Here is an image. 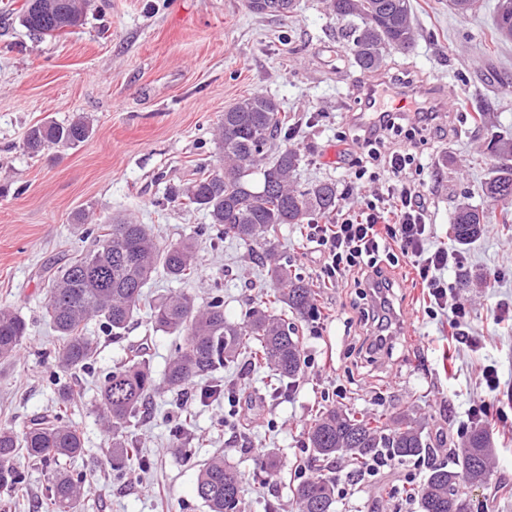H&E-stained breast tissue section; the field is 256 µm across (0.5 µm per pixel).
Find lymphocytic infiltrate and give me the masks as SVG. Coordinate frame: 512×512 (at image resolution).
I'll use <instances>...</instances> for the list:
<instances>
[{
	"label": "lymphocytic infiltrate",
	"mask_w": 512,
	"mask_h": 512,
	"mask_svg": "<svg viewBox=\"0 0 512 512\" xmlns=\"http://www.w3.org/2000/svg\"><path fill=\"white\" fill-rule=\"evenodd\" d=\"M436 112L427 111L407 102L381 108L374 121L364 131L361 145L365 148L381 143L386 134L406 123H435ZM424 165L413 145L390 152L384 162L383 173H370L358 168L351 183L361 180L380 181L381 192L366 199L357 211L340 213L335 223L310 224L306 237L314 243L323 257L321 272L331 283L342 281L350 274L357 275L372 295L389 297L394 286L381 265V254L398 247L415 271L422 286L428 291L431 309L449 310V323L459 326L466 318L464 308L448 307V269L460 266V255L447 249L428 246L431 224L428 207L418 184L411 179V171H423Z\"/></svg>",
	"instance_id": "lymphocytic-infiltrate-1"
}]
</instances>
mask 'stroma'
Wrapping results in <instances>:
<instances>
[{
    "mask_svg": "<svg viewBox=\"0 0 512 512\" xmlns=\"http://www.w3.org/2000/svg\"><path fill=\"white\" fill-rule=\"evenodd\" d=\"M24 2L0 0V307L17 310L28 324L19 354L0 361V427L16 430L56 405L49 374L59 341L44 313L50 270L90 244L84 225L72 221L75 213L95 224L133 219L164 245L195 236L193 278L178 283L157 276L145 287L146 298L183 292L203 305L219 288L225 317L240 322L269 286L266 267L233 239L197 235L206 214L167 200L192 172L220 165L213 129L225 109L252 93L273 97L300 129L293 141L304 157L298 183L334 181L338 210L359 208L373 188L368 182L348 192L347 173L361 164L371 171L380 166L367 151L338 152L339 136L362 134L361 87L368 76L321 0H296L294 11L281 16L252 14L246 0H96L83 26L42 39L18 21ZM410 3L418 36L410 52H388V82L439 84L462 97L440 113L438 126H403L380 151L409 140L427 162L420 180L431 244L465 257L463 269L448 276L449 303L468 313L460 332L452 333L446 314L428 315L415 273L403 264L390 271L391 302L403 322L398 339L391 354L367 361L361 346L372 332L363 322L369 295L351 282H322V262L301 225H283L275 235L278 255L320 286L318 318L298 324L305 356L298 382L272 396L266 370L240 359L215 378L237 389V407L156 393L150 418L136 429L143 461L118 476L102 453L99 379L144 338L155 373H162L174 338L151 333L143 312L120 339L88 323L99 350L91 372L78 378L71 416L85 451L66 463L86 476L80 512H208L196 496V476L216 454L242 474L244 512H295L289 486L294 462L305 453L304 431L335 405L369 416L411 411L442 461L461 448L459 428L470 407H487L496 453L491 480L472 491L471 505L512 512V232L503 230L501 205L481 192L491 169L482 159L489 135L512 138V42L490 41L497 0H481L467 16L450 10L448 0ZM478 112L484 125L472 121ZM78 115L91 126L84 142L38 156L25 151L30 127ZM463 201L483 208L488 222L479 239L461 248L450 217ZM487 365L498 370L497 390L485 383ZM185 407L189 443L178 453L169 446V430ZM270 452L281 459L272 474L261 466ZM15 465L25 471L26 485L15 495L0 493V512H47L44 470L24 456ZM426 474L416 461L389 463L361 496L339 499L337 512H404L407 489Z\"/></svg>",
    "mask_w": 512,
    "mask_h": 512,
    "instance_id": "1",
    "label": "stroma"
}]
</instances>
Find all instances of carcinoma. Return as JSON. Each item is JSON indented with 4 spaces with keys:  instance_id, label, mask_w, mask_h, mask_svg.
<instances>
[{
    "instance_id": "cac0c4a2",
    "label": "carcinoma",
    "mask_w": 512,
    "mask_h": 512,
    "mask_svg": "<svg viewBox=\"0 0 512 512\" xmlns=\"http://www.w3.org/2000/svg\"><path fill=\"white\" fill-rule=\"evenodd\" d=\"M336 19L347 23L346 36L356 66L365 73L380 70L390 50L405 51L416 41L410 0H325ZM90 0H27L19 23L31 34L53 37L83 24ZM495 39L512 41V0H498ZM90 125L81 116L68 123L48 122L32 127L25 148L33 154L85 141ZM295 124L269 95L253 93L224 111L216 128L223 150L222 167L197 173L177 195L180 204L205 212L209 226L244 244L266 263L273 303L306 318L315 312L317 292L275 256L274 238L284 224L328 221L336 211V183L319 181L305 187L293 177L303 162L300 151L287 144ZM487 151L500 158L482 185V194L504 208L512 207V141L490 138ZM484 211L460 203L451 217L454 240L467 245L483 231ZM92 246L57 267L49 277L46 316L62 340L54 360L56 372L72 376L94 360L98 341L85 333L92 320L120 338L132 319L148 305L155 332L179 335L174 355L161 377L151 367L148 341L131 347L125 361L100 381L101 423L108 437L106 462L122 474L137 455L132 427L151 411L150 397L167 389L183 392L193 382L213 378L226 364L246 357L268 370L277 390L293 383L304 367L303 348L295 324L259 306L250 308L241 323L224 317V300L216 293L203 307L188 294L162 295L145 301L143 288L159 272L173 281L190 279L196 270L194 238L161 246L146 225L114 220L88 231ZM28 326L9 307H0V360L15 356L26 340ZM75 401L74 383H60L56 409L32 419L21 432L0 428V492L18 491L26 481L14 466L20 453L45 469L46 498L53 512H78L85 495V479L61 467L64 458L84 453L82 432L69 418ZM306 458L296 467L312 468L331 457H344L363 471L385 455L392 460H423L431 448L420 423L407 411L394 416L366 417L343 407L328 409L310 424L305 438ZM494 456L485 422H475L454 466L432 464L415 492L420 512H453L448 482L466 494L471 480L485 483ZM296 512H336V480L326 474L309 475L290 488ZM197 497L209 512H242V477L222 457L201 465Z\"/></svg>"
}]
</instances>
